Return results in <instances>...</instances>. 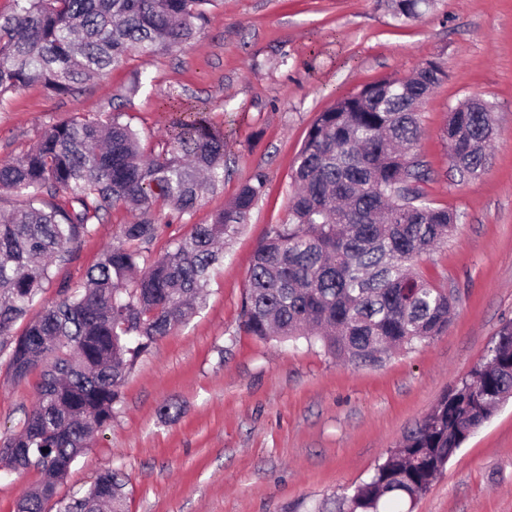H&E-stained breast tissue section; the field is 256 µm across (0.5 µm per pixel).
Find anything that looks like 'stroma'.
Masks as SVG:
<instances>
[{"label":"stroma","mask_w":512,"mask_h":512,"mask_svg":"<svg viewBox=\"0 0 512 512\" xmlns=\"http://www.w3.org/2000/svg\"><path fill=\"white\" fill-rule=\"evenodd\" d=\"M428 61L448 77L420 108L415 151L429 172L421 188L458 220L418 267L456 298L447 330L374 366L337 362L317 342L240 332L254 251L270 225L288 220L292 175L317 115ZM469 97L494 104L496 132L487 171L463 182L443 130ZM178 103L223 128L224 186L192 213L168 212L147 260L192 225L211 223L255 171L265 173L267 192L226 247L203 306L138 358L111 425L58 496H81L112 469L128 479V512H335L337 497L367 480L512 322V0H438L406 25L386 0H213L208 24L179 50L131 56L70 93L38 84L7 96L0 160L42 127L96 110L119 112L144 151H156ZM131 218L126 205H114L31 315L59 299L60 282L80 287ZM37 382H13L0 364V438L20 429ZM168 403L179 409L172 421L159 414ZM412 512H512V401L467 440Z\"/></svg>","instance_id":"stroma-1"}]
</instances>
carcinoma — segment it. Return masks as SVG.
Here are the masks:
<instances>
[{
  "mask_svg": "<svg viewBox=\"0 0 512 512\" xmlns=\"http://www.w3.org/2000/svg\"><path fill=\"white\" fill-rule=\"evenodd\" d=\"M212 0H14L0 15V103L43 83L59 93L125 63L131 53L181 48L207 22ZM435 0H390L407 23ZM428 62L385 78L320 112L298 156L286 224L257 246L239 329L262 341L321 343L338 361L377 365L393 349L448 329L453 293L415 269L448 241L457 215L423 200L427 170L415 156L419 105L446 78ZM495 106L466 99L444 130L462 180L488 167ZM224 187V131L207 112L184 111L162 150L145 156L134 129L111 113L73 117L40 132L0 164V193L27 198L0 217V355L21 382L39 372L36 402L19 432L0 443V471L35 468L40 484L17 512H47L93 435L112 423L113 405L137 359L187 321L243 229L267 179L256 171L210 224H194L143 268L161 235L154 211L189 213ZM122 202L135 212L121 242L106 247L82 287L63 293L14 336L53 279ZM512 398V323L484 362L443 396L387 453L373 475L337 501V512H380L425 494L464 442ZM124 477L105 470L60 512H126Z\"/></svg>",
  "mask_w": 512,
  "mask_h": 512,
  "instance_id": "carcinoma-1",
  "label": "carcinoma"
}]
</instances>
